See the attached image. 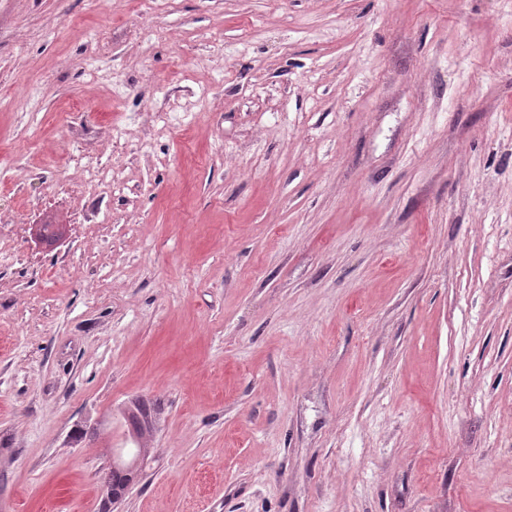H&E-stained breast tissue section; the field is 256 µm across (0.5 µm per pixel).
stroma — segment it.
Returning <instances> with one entry per match:
<instances>
[{"instance_id":"stroma-1","label":"stroma","mask_w":512,"mask_h":512,"mask_svg":"<svg viewBox=\"0 0 512 512\" xmlns=\"http://www.w3.org/2000/svg\"><path fill=\"white\" fill-rule=\"evenodd\" d=\"M0 512H512V0H0ZM127 421L134 437H141L153 427L152 408L149 403L138 401L127 415ZM131 473L126 470H112L108 476L104 490L110 496L112 503L120 500L128 490L131 481Z\"/></svg>"}]
</instances>
